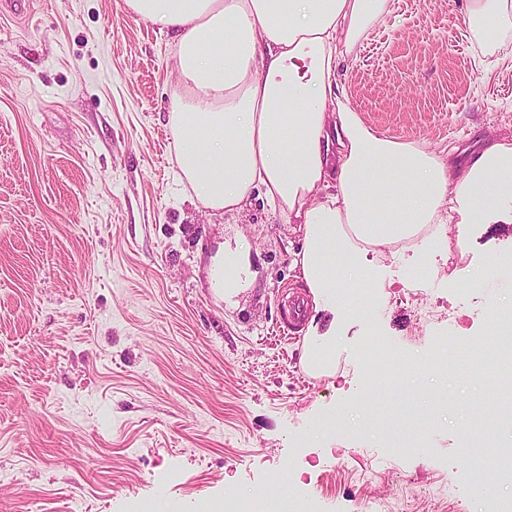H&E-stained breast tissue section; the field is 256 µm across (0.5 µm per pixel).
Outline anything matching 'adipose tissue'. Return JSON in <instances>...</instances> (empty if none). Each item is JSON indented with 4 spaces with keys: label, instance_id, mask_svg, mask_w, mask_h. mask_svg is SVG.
I'll return each instance as SVG.
<instances>
[{
    "label": "adipose tissue",
    "instance_id": "1",
    "mask_svg": "<svg viewBox=\"0 0 512 512\" xmlns=\"http://www.w3.org/2000/svg\"><path fill=\"white\" fill-rule=\"evenodd\" d=\"M160 25L181 75L168 122L192 195L213 212L253 195L299 225L294 261L313 303L352 321L374 311L365 254L417 240L431 225L512 223V138L474 157L432 152L364 123L336 79V61L390 11V0H127ZM476 27L512 29V0H466Z\"/></svg>",
    "mask_w": 512,
    "mask_h": 512
}]
</instances>
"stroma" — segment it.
Wrapping results in <instances>:
<instances>
[{"mask_svg": "<svg viewBox=\"0 0 512 512\" xmlns=\"http://www.w3.org/2000/svg\"><path fill=\"white\" fill-rule=\"evenodd\" d=\"M341 56L350 105L429 150L512 134V31L474 32L464 0H391ZM179 74L125 0H0V512H204L229 494L298 493L309 512H512V480L476 494L461 432L494 406L512 347L460 370L512 306L511 224H470L463 264L431 276L385 254L372 314L340 329L330 372L302 363L297 225L260 198L205 210L177 178L167 115ZM242 250L230 296L212 274ZM396 369L362 399L363 348ZM426 417L402 448L406 412Z\"/></svg>", "mask_w": 512, "mask_h": 512, "instance_id": "1", "label": "stroma"}]
</instances>
